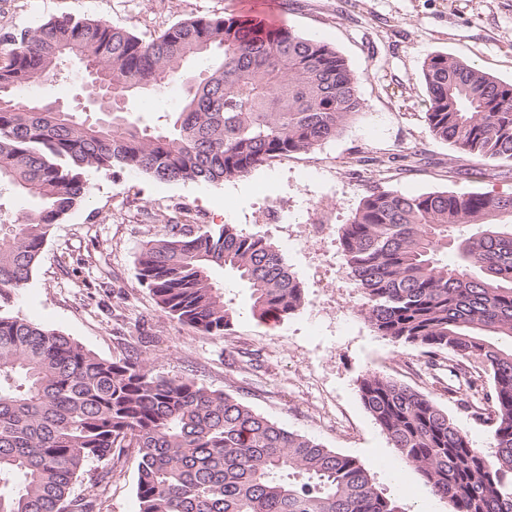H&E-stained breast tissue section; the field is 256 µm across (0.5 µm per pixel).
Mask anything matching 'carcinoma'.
<instances>
[{
  "label": "carcinoma",
  "instance_id": "1",
  "mask_svg": "<svg viewBox=\"0 0 512 512\" xmlns=\"http://www.w3.org/2000/svg\"><path fill=\"white\" fill-rule=\"evenodd\" d=\"M0 185L28 205L0 224V512H99L73 494L91 459L139 458V512H400L357 459L258 413L235 396L164 376L137 350L102 359L53 329L1 311L28 284L53 225L89 194L88 169L159 182H223L338 136L363 109L358 77L333 48L244 16H198L144 40L100 18H51L0 40ZM69 57L104 88L95 112L20 97ZM207 61L193 78L190 62ZM431 134L475 160L512 161V84L446 54L425 63ZM180 109L150 126L137 113L165 85ZM148 240L138 279L170 317L210 336L236 308L213 282L230 271L253 314L283 319L304 288L263 236L180 223ZM470 224L476 232L454 236ZM362 315L396 347L452 357L484 401L457 399L490 426L493 456L428 396L376 371L358 391L406 466L451 512H512V194L365 196L340 228ZM453 259H448V251Z\"/></svg>",
  "mask_w": 512,
  "mask_h": 512
}]
</instances>
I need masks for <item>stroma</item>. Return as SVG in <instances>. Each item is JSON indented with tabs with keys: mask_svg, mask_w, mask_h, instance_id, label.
Instances as JSON below:
<instances>
[{
	"mask_svg": "<svg viewBox=\"0 0 512 512\" xmlns=\"http://www.w3.org/2000/svg\"><path fill=\"white\" fill-rule=\"evenodd\" d=\"M270 13L344 57L359 78L362 112L336 139L237 180L163 183L121 167L87 171L88 197L54 226L9 311L105 359L138 347L157 372L193 377L357 458L401 512H416L423 499L430 512H449L413 469L404 468L401 491L378 465L396 450L363 406L359 380L371 369L429 396L488 455L490 427L452 398L459 382L447 363L428 365L419 350L394 348L373 331L338 233L375 191L512 194V162L465 160L431 135L423 78L427 59L444 53L512 84V0H0V37L72 16L103 17L147 40L187 18ZM272 204L281 212L274 224L265 218ZM178 206L195 224L264 236L301 282L303 306L280 321L253 316L248 289L218 271L240 308L227 335L169 317L138 281L137 258ZM137 469L132 450L113 469L88 462L74 491L103 493L102 512H139Z\"/></svg>",
	"mask_w": 512,
	"mask_h": 512,
	"instance_id": "stroma-1",
	"label": "stroma"
}]
</instances>
